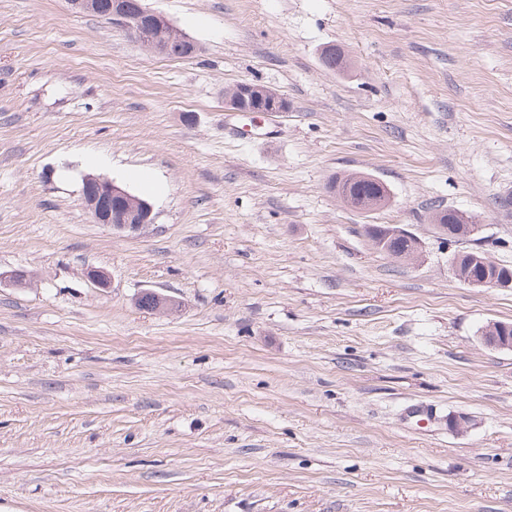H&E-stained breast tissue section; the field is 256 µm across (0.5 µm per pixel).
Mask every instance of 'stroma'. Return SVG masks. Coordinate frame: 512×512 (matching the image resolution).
Wrapping results in <instances>:
<instances>
[{
	"label": "stroma",
	"instance_id": "stroma-1",
	"mask_svg": "<svg viewBox=\"0 0 512 512\" xmlns=\"http://www.w3.org/2000/svg\"><path fill=\"white\" fill-rule=\"evenodd\" d=\"M145 4L197 55L0 0V272L31 279L0 285V512H512V351L482 340L512 289L450 269L512 266V0ZM239 81L288 113L235 115ZM137 171L155 224L93 223L83 176ZM348 172L388 206L346 207ZM358 174H363L360 172H352L348 173L346 175H343L340 178H336L331 185L330 190L333 192H336L338 197L341 199L343 194L342 193V186L346 187L349 183H352L350 187V191L352 192V203L354 205H357L364 201L365 199H388L390 197V191L388 186L382 182L379 179H373V181H366L365 179L356 178ZM354 195L362 197H354ZM342 200V199H341ZM444 211H448L445 215H443L441 218H438L439 217V213H442ZM459 212L456 211V210H451V209H436L434 212H432V215H431V219H433L434 223L435 221H438V224L437 227L439 229V231L444 235L446 236V239H448L449 241H452L454 239H457L458 236L463 232L465 235L468 234V236H471L473 234H475L477 231H478V228H479V225L478 224H462L459 226V229L457 226H455V229L453 231H448V225L447 224H455L454 222L456 221L457 219V216H458ZM448 215V223L447 222V217ZM446 216V217H445ZM445 217V219H444ZM443 220L445 221L446 224H439L440 223V220ZM476 260H478L480 262V265L484 266L485 269L478 264L473 265L471 268H470V266L465 265V263H467V264L470 262L474 263V262H476ZM489 262H490V260L487 257H486V259H484L477 255H470L467 258H465V262H464L463 269H462L463 273H467V274L473 275L475 277L485 274L481 278H472V277L466 278L465 276H461L455 263H452L451 270H452V273H454L455 277L459 281H461L467 285H470V286L482 287V288H492V289H503V290L512 289V275L507 276V277H500L497 275V273L490 275L488 272V268L490 267L492 270L493 268L499 267V270L497 271L498 274L506 272V271L512 273V269L507 266L498 265L494 262H492L493 264L491 266H489ZM485 270H486V273H485Z\"/></svg>",
	"mask_w": 512,
	"mask_h": 512
}]
</instances>
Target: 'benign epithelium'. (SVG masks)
Listing matches in <instances>:
<instances>
[{
	"label": "benign epithelium",
	"instance_id": "obj_1",
	"mask_svg": "<svg viewBox=\"0 0 512 512\" xmlns=\"http://www.w3.org/2000/svg\"><path fill=\"white\" fill-rule=\"evenodd\" d=\"M112 22L133 35L153 54L167 58H186L198 51L197 44L180 31L163 14L148 8L144 0H110ZM224 102L233 112L246 114L277 115L289 110L287 97L267 86L243 81L225 92ZM85 209L96 224H104L119 232H136L155 223L153 206L136 200L131 208L128 201L133 196L113 181L89 175L82 187ZM455 277L470 286L512 289V275L500 277L485 274L481 278L460 275L457 266L451 267ZM153 299L150 311L169 313L180 307L176 299L154 290L146 291ZM486 344L512 350V323L492 322L482 331Z\"/></svg>",
	"mask_w": 512,
	"mask_h": 512
}]
</instances>
